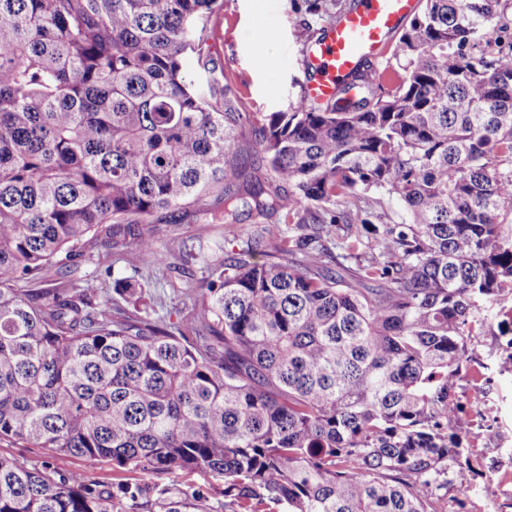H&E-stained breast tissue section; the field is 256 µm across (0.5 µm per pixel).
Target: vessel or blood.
I'll return each mask as SVG.
<instances>
[{
  "label": "vessel or blood",
  "mask_w": 512,
  "mask_h": 512,
  "mask_svg": "<svg viewBox=\"0 0 512 512\" xmlns=\"http://www.w3.org/2000/svg\"><path fill=\"white\" fill-rule=\"evenodd\" d=\"M418 0H358L304 58V96L323 103L335 98L343 81L364 61L377 57L389 36L413 15Z\"/></svg>",
  "instance_id": "1"
}]
</instances>
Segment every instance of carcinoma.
<instances>
[{
    "label": "carcinoma",
    "mask_w": 512,
    "mask_h": 512,
    "mask_svg": "<svg viewBox=\"0 0 512 512\" xmlns=\"http://www.w3.org/2000/svg\"><path fill=\"white\" fill-rule=\"evenodd\" d=\"M501 2L422 0L396 64L259 120L209 55L224 0H0V437L138 474L0 457V512H197L157 482L184 471L223 478L233 512H437L468 340L500 316L512 335L491 313L512 293ZM350 8L289 0L305 46ZM241 206L297 233L207 264L186 322L70 279L91 233L108 275L130 242L166 260L139 225L191 208L235 237ZM0 456L12 458L27 468H38L45 471L48 465L51 467V464L54 463V466L61 472L82 471L92 483L134 482L137 477L134 472L114 468L112 462L108 461H89L81 457L54 461L46 448H24L8 437L0 439ZM61 461L64 462V465L60 463Z\"/></svg>",
    "instance_id": "1"
}]
</instances>
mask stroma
<instances>
[{
	"mask_svg": "<svg viewBox=\"0 0 512 512\" xmlns=\"http://www.w3.org/2000/svg\"><path fill=\"white\" fill-rule=\"evenodd\" d=\"M217 37L210 56L223 67L247 108L262 117L286 109L295 84L304 82V47L288 10V0H224L223 12L215 18ZM239 237L226 245L235 252L245 242L259 240L262 250L274 253L288 232L280 214L242 215L238 223ZM146 234L160 250L166 251V263L157 265L140 260L135 245H128L112 257V275L101 283L117 305H124L115 294L112 281L137 275L149 312L166 317L193 307L194 290L205 276L198 262H184L186 250L214 255L215 245L225 234L223 225L208 224L205 217L189 212L170 224L146 226ZM512 354V338L500 334L498 328L484 329L473 337L468 358L461 367L455 394L460 401L459 429L464 453L470 467L457 471L444 492L442 512H484L482 474L494 473L499 478V512H512V369L489 372L498 355ZM489 393L496 402L495 418L484 421L470 411L472 399ZM160 484L174 485L199 496L209 512H223L224 481L199 472H177L162 475Z\"/></svg>",
	"mask_w": 512,
	"mask_h": 512,
	"instance_id": "1",
	"label": "stroma"
}]
</instances>
